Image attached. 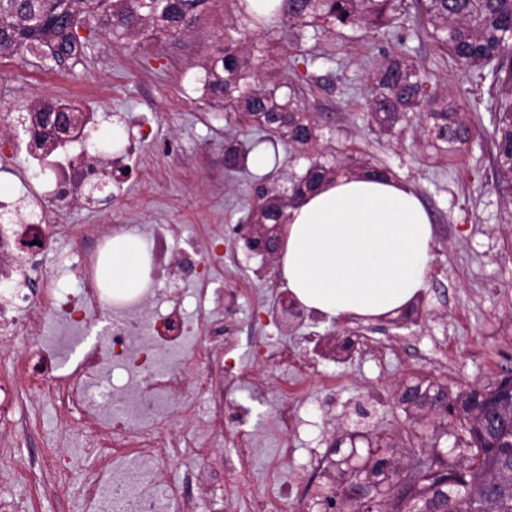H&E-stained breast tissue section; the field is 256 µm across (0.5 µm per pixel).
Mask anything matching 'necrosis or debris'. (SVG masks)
<instances>
[{
	"label": "necrosis or debris",
	"mask_w": 512,
	"mask_h": 512,
	"mask_svg": "<svg viewBox=\"0 0 512 512\" xmlns=\"http://www.w3.org/2000/svg\"><path fill=\"white\" fill-rule=\"evenodd\" d=\"M68 140L75 149L63 166H52L49 176L28 184L24 198L31 217L16 215L14 201L0 199V215L15 216L12 224L0 226V357L27 337L41 336L37 347L24 352L30 390L51 402L60 419L77 415L88 428L85 448L92 465L80 486L86 501H101L109 512H159L163 502L170 512H199L201 501L216 496V485L189 474L175 482L171 468L186 458L208 460L223 446L234 423L244 418L229 410L228 395L256 377L225 371L223 321L203 313L188 319L180 298L165 311H152L148 293L122 306L105 342L91 344L68 368L59 367L45 330L57 318L84 328L88 311L104 307L107 298L95 268L113 235L106 225L63 219L66 210L86 201L87 187L112 170L111 154L75 133ZM57 240L68 241L70 249L48 279L39 261ZM150 240L154 270L191 269L197 302L213 295L225 311L234 310L235 295L215 286L224 274L223 232L201 247L184 238L181 225L165 224ZM191 337L199 344L192 355H183ZM117 456L136 460L139 467L114 473L110 485H103L106 467ZM68 473L65 459L54 453L40 471L21 470L17 477L34 483L44 501L58 495Z\"/></svg>",
	"instance_id": "obj_1"
}]
</instances>
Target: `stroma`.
I'll return each mask as SVG.
<instances>
[{"label":"stroma","mask_w":512,"mask_h":512,"mask_svg":"<svg viewBox=\"0 0 512 512\" xmlns=\"http://www.w3.org/2000/svg\"><path fill=\"white\" fill-rule=\"evenodd\" d=\"M402 7L400 20L385 35L362 37L348 28L339 36L311 33L307 50L330 55V62L300 63L279 72L278 79L296 88L323 126V137L301 153L280 145V166L251 163L240 172L225 171L223 165L225 143L238 137L236 125L225 121L222 103L188 83L195 65L219 57L224 46V23L231 17L224 0H213L207 19L176 42L123 44L103 34L80 60L59 66L25 53L0 60L1 124L17 122L52 87L57 98L75 99L90 115L93 139L119 131L138 155L132 162L114 153L112 178L119 193L89 208H72L68 223L112 224L142 233L157 224H179L199 242L223 226L221 286L237 293L238 308L228 316L213 300L208 309L231 328L228 364L262 381L258 388L242 384L231 395L235 404L251 410L240 429L254 451L248 489L274 497L288 485L293 490L288 512H299L307 502L313 467H327L332 445L343 434L359 430L381 437L395 443L402 456L422 448L415 412L398 402L404 386L431 380L453 392L512 373V214L496 183L489 138L491 79L435 55L417 30L415 0H403ZM404 50L441 95L454 96L462 84L479 106L468 114L476 136L456 158L427 144L422 116L391 135L367 123L365 84L375 61ZM317 157L351 165L365 158L387 166L426 205L436 237L418 316L368 323L310 316L281 326L278 301L285 288L277 263L246 258L234 229L255 207L261 179L287 187L289 177L304 173ZM145 168L158 176L148 191L141 183ZM262 347L287 350V362H258L255 354ZM285 406L295 420L286 437L278 423ZM284 437L291 451L283 463L277 448ZM84 438L80 421L60 422L51 403H40L29 415L22 445L0 452V499L25 495V486L11 481V473L53 440L70 467V482L61 493L64 512H88L80 492Z\"/></svg>","instance_id":"35a3bbf8"}]
</instances>
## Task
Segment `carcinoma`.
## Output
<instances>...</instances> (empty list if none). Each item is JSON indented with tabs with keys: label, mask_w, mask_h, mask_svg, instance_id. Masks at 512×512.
<instances>
[{
	"label": "carcinoma",
	"mask_w": 512,
	"mask_h": 512,
	"mask_svg": "<svg viewBox=\"0 0 512 512\" xmlns=\"http://www.w3.org/2000/svg\"><path fill=\"white\" fill-rule=\"evenodd\" d=\"M212 0H0V58L26 49L45 50L59 61L75 60L84 53L85 41L74 38L71 21L78 19L117 41H132L145 28L152 35L177 40L196 28L208 15ZM248 25L265 29L266 21L249 6V0H229ZM402 0H281L267 30V48L288 53L303 50L306 32L328 27L357 26L365 34L394 27ZM419 23L437 52L454 59L464 71L488 69L495 94L487 110L497 181L512 186V0H419ZM262 60L248 50L244 30L224 25L222 55L200 65L203 89L224 102V110L247 124V137L224 146V170L245 167L249 154L274 139L292 149H307L321 134L293 89L287 84L264 85ZM372 123L384 134L411 112L425 113L428 135L460 153L472 137L464 109L467 90L458 99L439 101L428 77L408 53L379 59L367 83ZM352 169L329 161H314L304 175L290 181L288 191L261 187L250 214L255 225L285 224L287 210L323 181ZM445 387L419 381L404 387L401 402L457 422L454 432L444 429L431 436L432 445L418 475L415 449L404 465L395 461V446L380 441L352 448L332 461L341 487L358 489L362 498L344 504L345 512H403L405 502L417 503L420 512H512V405L503 397L501 381L482 388L448 395V405L438 401ZM453 438L451 446L439 447ZM333 505L328 487L322 486L306 505L307 512H323Z\"/></svg>",
	"instance_id": "1"
}]
</instances>
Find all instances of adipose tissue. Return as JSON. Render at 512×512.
Here are the masks:
<instances>
[{"mask_svg": "<svg viewBox=\"0 0 512 512\" xmlns=\"http://www.w3.org/2000/svg\"><path fill=\"white\" fill-rule=\"evenodd\" d=\"M431 216L413 189L393 177L341 174L288 211L279 275L305 312L329 321H374L417 302L428 287ZM150 249L132 231L112 237L101 275L113 301L150 284Z\"/></svg>", "mask_w": 512, "mask_h": 512, "instance_id": "1", "label": "adipose tissue"}]
</instances>
